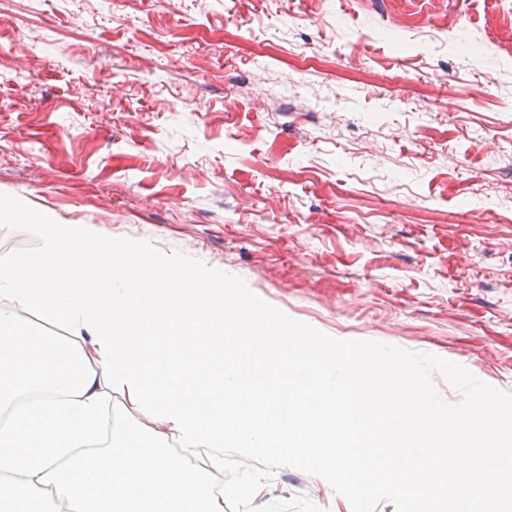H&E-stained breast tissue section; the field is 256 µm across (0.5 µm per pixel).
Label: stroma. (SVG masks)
Here are the masks:
<instances>
[{"label": "stroma", "instance_id": "stroma-1", "mask_svg": "<svg viewBox=\"0 0 512 512\" xmlns=\"http://www.w3.org/2000/svg\"><path fill=\"white\" fill-rule=\"evenodd\" d=\"M0 194L512 392V0H0Z\"/></svg>", "mask_w": 512, "mask_h": 512}]
</instances>
